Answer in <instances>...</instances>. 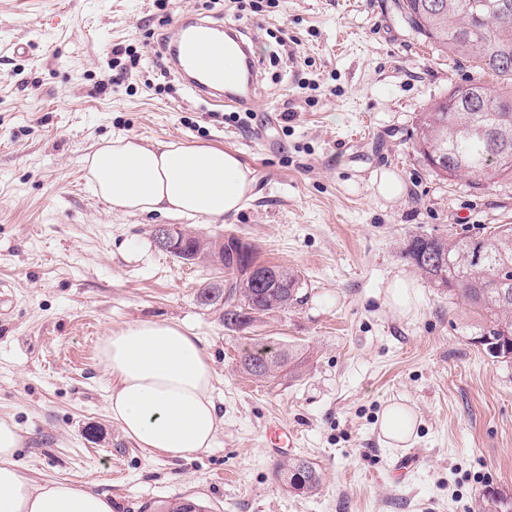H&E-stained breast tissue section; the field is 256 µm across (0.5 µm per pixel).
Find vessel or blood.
Returning <instances> with one entry per match:
<instances>
[{"mask_svg":"<svg viewBox=\"0 0 512 512\" xmlns=\"http://www.w3.org/2000/svg\"><path fill=\"white\" fill-rule=\"evenodd\" d=\"M251 40L242 27L210 15L184 17L163 34L160 54L165 67L200 100L241 112L255 108L263 90L262 62L250 51ZM235 50L240 69L237 76L224 75L225 50Z\"/></svg>","mask_w":512,"mask_h":512,"instance_id":"vessel-or-blood-1","label":"vessel or blood"}]
</instances>
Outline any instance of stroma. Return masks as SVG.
<instances>
[{"mask_svg":"<svg viewBox=\"0 0 512 512\" xmlns=\"http://www.w3.org/2000/svg\"><path fill=\"white\" fill-rule=\"evenodd\" d=\"M189 14L254 35L265 93L246 125L160 78V18ZM125 47L140 65L106 84ZM476 75L424 41L398 0H277L257 13L232 0H170L163 12L153 0H0V418L26 438L20 472L107 494L113 512L177 496L209 512H488L492 497H512V363L483 353L462 305L405 253L416 235L512 224V182L440 179L414 148L421 112ZM269 114L264 142L253 130ZM116 135L236 151L254 197L219 224L112 211L83 159ZM385 170L402 198L375 193ZM159 225L254 244L262 262L297 271L302 302L226 330L197 300L217 270L157 247ZM399 276L417 290L405 317L386 303ZM137 320L178 323L211 357L221 424L190 459L142 451L107 410L100 347ZM251 337L290 349L289 369L244 374ZM392 405L414 414L403 445L380 435ZM273 421L296 434L287 453L265 443ZM412 448L417 460L395 475ZM288 454L319 468L317 493L277 479Z\"/></svg>","mask_w":512,"mask_h":512,"instance_id":"35a3bbf8","label":"stroma"}]
</instances>
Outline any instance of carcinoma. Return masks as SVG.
<instances>
[{"label":"carcinoma","instance_id":"1","mask_svg":"<svg viewBox=\"0 0 512 512\" xmlns=\"http://www.w3.org/2000/svg\"><path fill=\"white\" fill-rule=\"evenodd\" d=\"M411 28L435 49L467 58L495 76L491 88L479 80L455 86L422 113L418 150L429 169L448 180L466 179L473 189L512 180V0H399ZM407 256L427 280L448 291L475 322L476 343L497 363L512 362V224H494L474 235L441 238L414 236ZM256 283L250 275L220 290L208 284L198 292L205 306L224 308V327L240 331L248 307L266 316L299 302L301 278L283 267L264 268ZM290 353L265 342L241 354L243 371L271 378ZM276 476L292 492L312 494L323 476L304 457L287 458ZM148 512H208L196 500L175 497L147 506Z\"/></svg>","mask_w":512,"mask_h":512}]
</instances>
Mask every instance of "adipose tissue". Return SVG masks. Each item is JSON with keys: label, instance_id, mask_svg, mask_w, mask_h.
I'll return each mask as SVG.
<instances>
[{"label": "adipose tissue", "instance_id": "obj_1", "mask_svg": "<svg viewBox=\"0 0 512 512\" xmlns=\"http://www.w3.org/2000/svg\"><path fill=\"white\" fill-rule=\"evenodd\" d=\"M92 192L126 214L199 216L240 212L256 177L231 150L117 136L84 158ZM100 359L112 378L108 410L138 448L185 459L213 447L220 419L213 373L199 339L178 324L141 320L107 336ZM25 438L0 418V512H112V500L82 484L34 485L16 468Z\"/></svg>", "mask_w": 512, "mask_h": 512}]
</instances>
